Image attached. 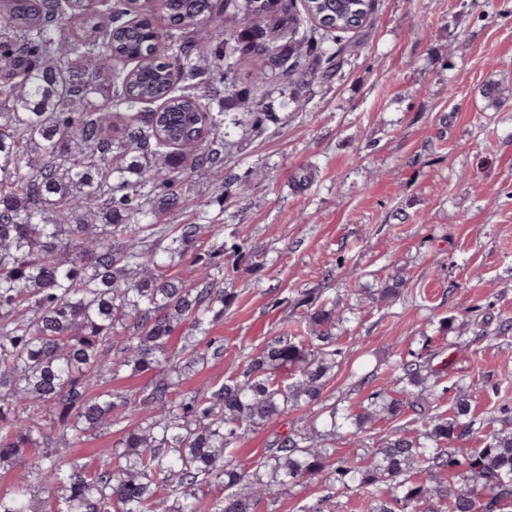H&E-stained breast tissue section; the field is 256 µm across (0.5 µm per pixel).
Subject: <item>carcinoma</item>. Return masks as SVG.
<instances>
[{"label": "carcinoma", "mask_w": 512, "mask_h": 512, "mask_svg": "<svg viewBox=\"0 0 512 512\" xmlns=\"http://www.w3.org/2000/svg\"><path fill=\"white\" fill-rule=\"evenodd\" d=\"M324 6L335 24L321 27L303 24L282 0H167L163 29L128 23L123 0H0V466L24 467L23 482L0 492V512H37L36 493L47 512H257L275 492L318 478L338 494L366 493L365 512L512 504V430L476 425L462 388L452 412H436L438 372L416 352L396 362L389 388L343 417L355 444L381 417L410 414L415 433L387 436L368 459L334 460L332 407L321 423L279 437L255 469L234 463L246 432L320 400L341 354L332 307L297 300L308 306L304 328L274 337L207 391L181 387L204 359H224V344L161 358L178 326L204 334L224 317L232 302L224 278L238 269L224 255L246 256L220 241L199 252L219 228L205 213L162 223L186 209L195 176L221 190L249 186L224 177L234 144L224 113L207 111L202 94L224 95L262 132L264 102L300 84L312 62L322 79L335 77L343 42L374 8L366 0ZM240 14L252 29L233 43L213 36ZM152 48L159 57L127 81L124 62ZM252 54L267 65L243 85L237 71ZM155 102L165 103L159 124L143 111ZM118 120L119 142L110 135ZM176 256L191 257L194 285L165 273ZM121 368L159 374L138 395L98 390ZM134 403L143 416L95 469L53 448L52 435L79 443ZM473 434L483 447L452 450ZM445 471L462 483L443 485Z\"/></svg>", "instance_id": "1"}]
</instances>
